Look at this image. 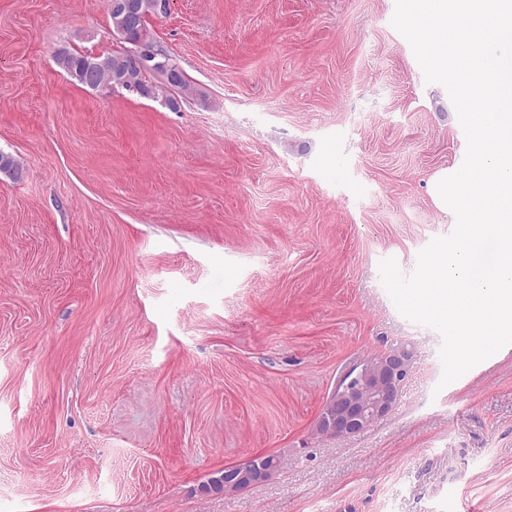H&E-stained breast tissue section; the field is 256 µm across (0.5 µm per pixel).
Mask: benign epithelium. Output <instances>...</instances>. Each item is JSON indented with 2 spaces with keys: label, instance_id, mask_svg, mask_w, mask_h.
<instances>
[{
  "label": "benign epithelium",
  "instance_id": "7a95c632",
  "mask_svg": "<svg viewBox=\"0 0 512 512\" xmlns=\"http://www.w3.org/2000/svg\"><path fill=\"white\" fill-rule=\"evenodd\" d=\"M164 58L154 42L136 44L134 60L140 68L153 70ZM415 358V346L400 342L379 353L376 361L366 360L347 369L321 407L314 434L348 437L385 417L396 404ZM275 472L264 457L253 456L216 473L214 479L220 482V488L209 483L204 490L237 493L269 481Z\"/></svg>",
  "mask_w": 512,
  "mask_h": 512
}]
</instances>
